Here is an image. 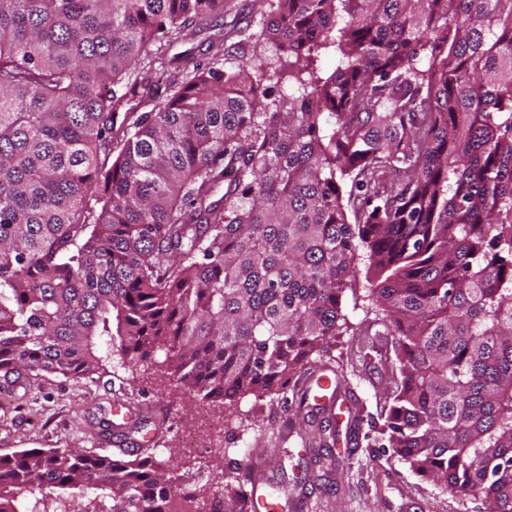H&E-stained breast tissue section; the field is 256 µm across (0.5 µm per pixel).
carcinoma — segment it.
I'll list each match as a JSON object with an SVG mask.
<instances>
[{"mask_svg":"<svg viewBox=\"0 0 512 512\" xmlns=\"http://www.w3.org/2000/svg\"><path fill=\"white\" fill-rule=\"evenodd\" d=\"M262 2L242 26L224 0H0V373L160 350L204 399L271 393L340 330L364 248L388 447L512 512V0ZM187 31L206 58L160 99ZM124 454L0 453V512H171ZM206 33H198L180 38L170 46L163 47L162 51L166 57L172 58L177 56H185L190 54H199L198 49L201 42L206 38Z\"/></svg>","mask_w":512,"mask_h":512,"instance_id":"cac0c4a2","label":"carcinoma"}]
</instances>
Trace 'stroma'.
I'll return each instance as SVG.
<instances>
[{"label":"stroma","mask_w":512,"mask_h":512,"mask_svg":"<svg viewBox=\"0 0 512 512\" xmlns=\"http://www.w3.org/2000/svg\"><path fill=\"white\" fill-rule=\"evenodd\" d=\"M375 280L367 259L343 296L346 318L339 334L312 364L342 372L340 387L350 411L337 423L304 406L296 378L271 394H245L198 403L199 417L185 420L187 390L170 374L164 352L140 367L113 356L103 369L78 381L42 373L14 390H0V453L27 448H84L109 453L129 440H148L152 457L176 485L194 494L223 495L224 473L261 468L271 492L307 498L308 512H484L480 500L461 499L443 485L414 474L385 452L376 412L392 386L386 337L364 336L362 320L372 308L367 295ZM369 347L368 357L357 354ZM159 406L168 417L143 419L130 437H113L112 410ZM195 433L200 453L179 448L183 431Z\"/></svg>","instance_id":"stroma-1"}]
</instances>
